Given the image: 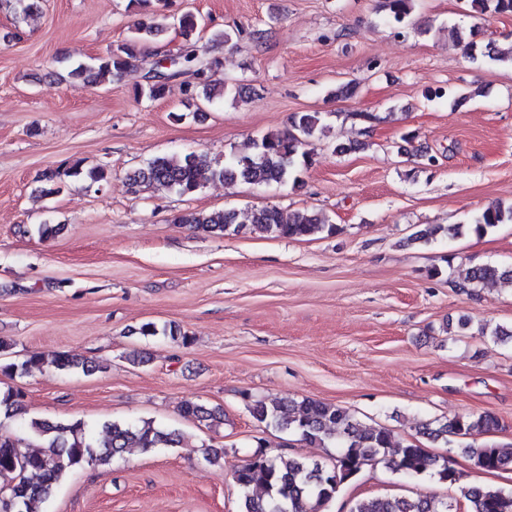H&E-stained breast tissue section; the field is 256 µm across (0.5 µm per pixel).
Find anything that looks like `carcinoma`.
I'll list each match as a JSON object with an SVG mask.
<instances>
[{"instance_id":"carcinoma-1","label":"carcinoma","mask_w":512,"mask_h":512,"mask_svg":"<svg viewBox=\"0 0 512 512\" xmlns=\"http://www.w3.org/2000/svg\"><path fill=\"white\" fill-rule=\"evenodd\" d=\"M415 0H383V8L394 28L404 27L414 8ZM138 19L132 35L116 44L106 55L94 59L93 65L79 63L69 68L68 77L85 86L95 85L112 76L121 77L144 61L146 45L155 40L165 27L173 23L180 29L185 43L177 54L180 67L194 69L195 81L185 83L189 96L202 94L207 102L229 94L242 95L244 87L218 77L222 62L200 60L202 49L196 33L200 26L197 15L190 11L172 13L169 0H129ZM473 12L512 14V0H470ZM468 57L489 59L512 64V45L502 47L493 41L485 44L470 40L464 45ZM179 72L155 70L152 77L134 87L135 96L157 100L165 96L170 79ZM291 129L270 132L253 143L250 154L230 153L224 162L212 166L195 153L160 155L135 170L129 181L136 187L168 190L192 196L209 180L225 183L244 182L252 185H285L300 181V175L312 164L307 150L312 140L323 135L326 125L320 112H298L291 116ZM178 224L197 229L224 233L249 224L252 229L275 237L301 239L338 231L335 224L322 214L299 210L291 214L277 207H263L237 213L235 211H191L177 218ZM512 223V207L500 204L487 206L465 229L485 235L500 224ZM458 286L468 288L480 283L507 280L512 282V266L493 264L471 267L460 274ZM144 336H169L187 340L167 326L153 322L142 325ZM11 344L0 340V374L23 375L33 367L51 365L58 370L98 368L94 361L78 359L66 353H32L17 364L10 360ZM247 409L254 420L267 428L294 434L300 440L321 448H340L331 464L290 455L267 456L256 452L235 471L236 484L241 489L238 512H325L335 499L339 487L356 478L365 467L382 463L389 470L410 477L430 476L455 484L459 475L446 457L430 454L422 444L454 442L474 434L498 431L499 420L489 412L468 413L441 421L425 420L417 424V438L397 440L381 426L358 420L348 409L318 399H254L246 397ZM26 414L24 394L19 390L0 393V415L7 418ZM183 417L207 427L224 421L223 411L193 401L181 407ZM32 432L42 441L32 449L22 440L0 435V512H38L37 504L52 497L67 472L82 464L105 465L115 457L137 448L143 452L155 448L176 446L181 433L154 425L105 423L97 432L88 429L81 420L51 422L33 419ZM475 463L495 471L512 466V444L503 446L487 441L470 447ZM466 512H512V492L488 484H473L460 488ZM350 512H452V504L430 495L416 499L380 496L356 502Z\"/></svg>"}]
</instances>
